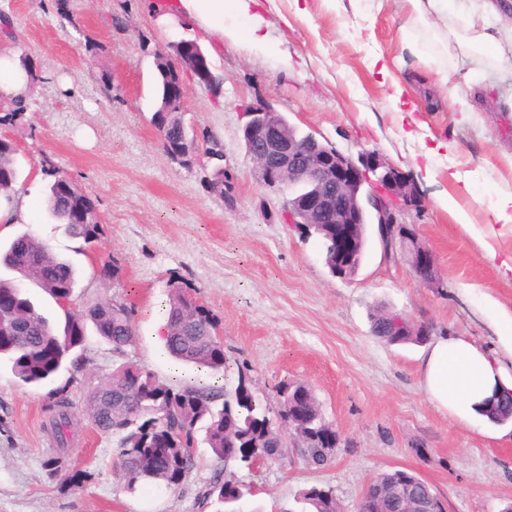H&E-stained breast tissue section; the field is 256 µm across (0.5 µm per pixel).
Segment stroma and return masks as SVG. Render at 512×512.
Masks as SVG:
<instances>
[{
  "label": "stroma",
  "instance_id": "stroma-1",
  "mask_svg": "<svg viewBox=\"0 0 512 512\" xmlns=\"http://www.w3.org/2000/svg\"><path fill=\"white\" fill-rule=\"evenodd\" d=\"M156 0H0V47L36 72L23 117L0 124V138L17 147L20 170L13 195L29 198L22 224H0V243L33 230L70 260L78 283L67 307L36 286L27 291L55 324L66 313L101 300L126 303L137 328L123 357L88 334L79 373L61 371L78 419L67 447L49 427L47 387L21 384L0 363V512H203L198 491L211 476V452L197 441L196 468L175 490L128 492L117 475L118 438L86 417L90 392L118 361L176 383L198 372L175 363L157 340L168 282L179 278L219 321L229 381L246 376L257 397L277 409L279 383L310 387L341 435L333 464L316 468L298 456L252 470L243 512H292L304 489L332 488L344 512H356L365 485L394 469L416 473L443 499L446 512H503L512 504V423L460 422L438 410L419 385L424 348L391 345L375 336L378 308L430 324L433 338L459 336L497 357L512 379V354L501 350L488 303L512 312V223L497 221L500 193L512 192V71L480 99L470 124H459L450 93L460 82L454 54L428 46L411 54L401 42V0H307L309 18L292 0H266L262 28L279 52L244 42L217 43L198 22L181 26L157 18ZM184 39L196 40L223 78L222 101L186 78L182 121L210 131L224 145V182L207 189L214 162L189 167L165 155L152 123L157 107L155 57ZM388 73H381V65ZM417 104L424 129L408 137L392 99V83ZM263 102L300 134H312L351 158L372 152L399 170L415 190L403 223L436 256L439 281L424 286L401 254L384 253L369 233L357 275L331 274L316 237L304 238L281 219L286 190L261 184L247 155L243 104ZM446 147L427 155L434 141ZM474 178L457 196L471 226L457 224L439 200L456 194L452 173ZM69 176L95 201L103 233L95 248L70 237L46 209L56 175ZM117 260L119 281L98 267ZM86 470L82 487L61 491L45 468Z\"/></svg>",
  "mask_w": 512,
  "mask_h": 512
}]
</instances>
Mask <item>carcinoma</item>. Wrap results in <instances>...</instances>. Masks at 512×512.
<instances>
[{"mask_svg":"<svg viewBox=\"0 0 512 512\" xmlns=\"http://www.w3.org/2000/svg\"><path fill=\"white\" fill-rule=\"evenodd\" d=\"M154 119L162 149L172 162L189 166L201 153L224 159L221 140L208 133L200 139L189 134L181 113L156 112ZM18 177L13 145L0 142L1 196L11 195ZM47 205L68 234L88 246L99 240L103 224L88 194L62 198L51 187ZM295 229L304 237L318 238L324 262L330 272H335L336 237L330 225L297 224ZM0 267L25 270L28 282L57 303L70 300L77 283L72 264L29 230L0 245ZM0 296L10 297L13 309L9 324L0 323V358L9 363L14 377L24 385H45L67 367L79 371L81 363L71 354L84 347L89 322L118 356L137 336L131 308L123 302L97 303L80 316H68L63 328L58 329L39 312L18 276L0 277ZM387 322L384 310L372 314L374 334L389 344L427 340L425 336H395ZM164 347L176 361L204 369L214 379L225 375L229 368L224 344L218 342L216 317L180 281L168 285ZM296 387V382L278 384L279 408L272 418L270 409L253 393L242 374L233 388L201 379L168 384L145 369L121 362L111 377L90 394L87 413L99 431L119 436L116 467L130 491L153 484L169 489L181 486L196 466L192 447L196 431L203 429L213 464L202 502L222 505L224 491L232 485L239 487V492H231L233 496L249 493L238 480L234 466L251 470L288 456L279 420L288 410L290 392ZM65 392L64 388L52 390L50 405L51 425L62 446L72 436L74 421L72 403ZM298 503L302 504L301 512L337 509L315 486L304 490Z\"/></svg>","mask_w":512,"mask_h":512,"instance_id":"carcinoma-1","label":"carcinoma"}]
</instances>
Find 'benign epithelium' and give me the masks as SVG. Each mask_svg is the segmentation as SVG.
I'll return each instance as SVG.
<instances>
[{"label":"benign epithelium","mask_w":512,"mask_h":512,"mask_svg":"<svg viewBox=\"0 0 512 512\" xmlns=\"http://www.w3.org/2000/svg\"><path fill=\"white\" fill-rule=\"evenodd\" d=\"M176 74L169 85L165 111L184 107L185 85L183 74L194 75L199 84H209L210 70L205 54L193 40H187L173 57H166ZM247 121L244 141L258 174L267 186L279 178L288 177L292 187L291 204L284 215L287 224L336 225V276L351 278L361 266L365 249V228L374 220L378 239L384 250L404 249L413 272L437 271L433 252L420 244L412 230L399 221V214L411 202L412 188L397 169L386 166L372 153H364L358 160L322 144L312 135L296 134L288 121L262 103H250L243 110ZM369 190H364V187ZM394 330L406 332L413 328L422 336L431 334V328L404 316L392 320ZM309 409L299 400L294 418L287 423L295 439L302 440L296 427L307 423ZM341 440L339 432L330 426L312 450L326 457L336 456ZM426 482L415 476L406 482L408 512H446L443 500L431 490L422 494L415 491ZM359 512H382V498L375 485L366 486Z\"/></svg>","instance_id":"1"}]
</instances>
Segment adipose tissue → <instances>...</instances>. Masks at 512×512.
I'll use <instances>...</instances> for the list:
<instances>
[{
    "mask_svg": "<svg viewBox=\"0 0 512 512\" xmlns=\"http://www.w3.org/2000/svg\"><path fill=\"white\" fill-rule=\"evenodd\" d=\"M408 19L400 28L406 49L417 50L418 26H427L435 42L457 56L481 63L490 58L495 69L512 68V26L501 16L494 0H482L485 17L476 21L473 7L449 10L448 0H406ZM168 18L181 24L193 18L216 39L247 41L259 50L272 44L261 31L262 0H169ZM33 91L15 53L0 49V98H27ZM420 386L439 409L470 420L476 408L504 384L500 359L460 337H442L430 344L419 368Z\"/></svg>",
    "mask_w": 512,
    "mask_h": 512,
    "instance_id": "1",
    "label": "adipose tissue"
}]
</instances>
